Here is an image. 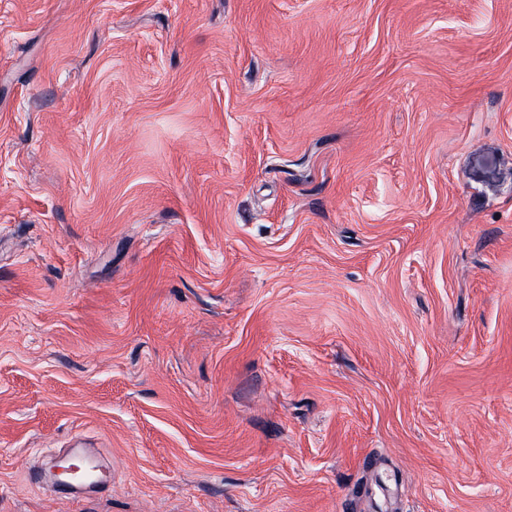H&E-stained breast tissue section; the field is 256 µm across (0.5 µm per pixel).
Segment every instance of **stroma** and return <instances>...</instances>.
Wrapping results in <instances>:
<instances>
[{
	"instance_id": "1",
	"label": "stroma",
	"mask_w": 512,
	"mask_h": 512,
	"mask_svg": "<svg viewBox=\"0 0 512 512\" xmlns=\"http://www.w3.org/2000/svg\"><path fill=\"white\" fill-rule=\"evenodd\" d=\"M0 512H512V0H0Z\"/></svg>"
}]
</instances>
